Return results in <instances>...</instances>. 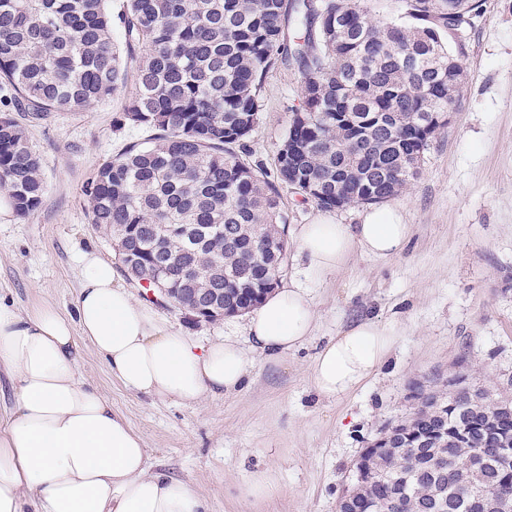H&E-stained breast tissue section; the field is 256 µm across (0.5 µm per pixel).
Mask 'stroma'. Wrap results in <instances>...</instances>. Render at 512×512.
<instances>
[{
  "label": "stroma",
  "instance_id": "1",
  "mask_svg": "<svg viewBox=\"0 0 512 512\" xmlns=\"http://www.w3.org/2000/svg\"><path fill=\"white\" fill-rule=\"evenodd\" d=\"M467 73L452 125L432 140L417 181L391 199L411 226L394 258L354 257L338 272L305 274L289 247L284 280L298 279L319 314L310 343L280 362L257 357L247 385L201 405L150 398L126 389L104 360L83 348L84 379L97 386L141 435L152 470L192 484L208 512H337L350 471L369 441L414 408L415 386L462 373L498 391L512 378V0H486L465 40ZM294 70L266 79V108L252 135L254 159L273 166L299 103ZM125 94L82 112L43 119L15 113L42 160L45 194L28 216L0 221V298L19 311L48 303L72 312L85 252L115 262L106 237L89 223L84 188L98 166L146 130L121 124ZM288 231L327 216L361 223L365 205L324 209L281 188ZM168 330L207 344L246 342L244 316L199 324L154 304ZM371 316L402 332L375 380L351 396H318L309 362L345 325ZM272 470L277 488L257 501L244 495L254 474Z\"/></svg>",
  "mask_w": 512,
  "mask_h": 512
}]
</instances>
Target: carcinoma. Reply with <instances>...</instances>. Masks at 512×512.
<instances>
[{
	"label": "carcinoma",
	"instance_id": "obj_1",
	"mask_svg": "<svg viewBox=\"0 0 512 512\" xmlns=\"http://www.w3.org/2000/svg\"><path fill=\"white\" fill-rule=\"evenodd\" d=\"M107 0H0V194L25 216L45 193L40 155L9 116L82 111L133 78L120 121L152 131L104 160L85 188L89 223L133 237L124 274L150 277L166 261L200 275L165 288H224V315L251 311L279 285L287 219L279 186L323 208L379 204L421 173L420 136L433 112L458 110L460 45L448 19L478 18L483 0H125L118 15L126 57L112 42ZM297 69L301 103L270 173L249 160L265 110L267 74ZM147 224H200L208 241L156 238ZM438 405L433 379L416 398L426 408L393 429L389 447L351 480L343 512H479L476 501L512 494V468L492 457L512 433V391L480 388ZM472 427L461 448H407L405 438ZM489 456L469 491L448 470Z\"/></svg>",
	"mask_w": 512,
	"mask_h": 512
}]
</instances>
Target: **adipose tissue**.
I'll return each instance as SVG.
<instances>
[{
	"label": "adipose tissue",
	"instance_id": "1",
	"mask_svg": "<svg viewBox=\"0 0 512 512\" xmlns=\"http://www.w3.org/2000/svg\"><path fill=\"white\" fill-rule=\"evenodd\" d=\"M411 235L401 214L370 205L362 223L321 217L301 225L296 242L310 271L328 275L352 257L399 255ZM71 314L40 304L21 313L0 300V372L12 403L0 411V512H207L194 487L150 472L149 452L108 398L78 367L89 345L126 388L184 405L241 390L255 354L275 360L312 339L317 312L291 281L265 296L250 317L249 347L232 338L200 345L174 333L115 283L111 263L82 257ZM399 330L365 317L329 339L310 362L318 395L341 399L375 378Z\"/></svg>",
	"mask_w": 512,
	"mask_h": 512
}]
</instances>
